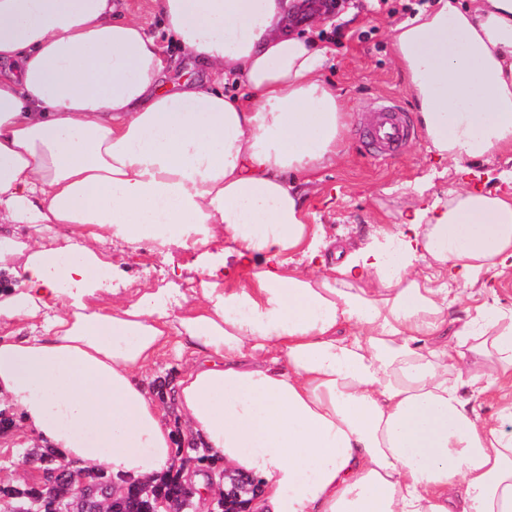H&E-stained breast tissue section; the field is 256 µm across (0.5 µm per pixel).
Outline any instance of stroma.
Returning <instances> with one entry per match:
<instances>
[{
  "label": "stroma",
  "mask_w": 512,
  "mask_h": 512,
  "mask_svg": "<svg viewBox=\"0 0 512 512\" xmlns=\"http://www.w3.org/2000/svg\"><path fill=\"white\" fill-rule=\"evenodd\" d=\"M341 6L325 18L311 35L330 45L332 53L324 69L329 84L346 104L350 113L349 132L343 162L325 166L312 185L308 201V221L317 225L324 256L333 247L357 248L366 243L378 226L400 232V217L417 199L446 198L457 188V178L446 161L428 153L422 134L415 136L403 150L390 159L370 157L365 152L363 133L370 124L368 106L380 97L398 99L407 113H414L413 96L391 51L393 28L418 14L431 10V0L412 5L407 10L388 14L375 0H340ZM124 9L140 19L164 47L167 67L175 77L202 79L203 74L192 59L172 43L153 11L152 0H124ZM356 34L355 39L336 42L330 32L337 24ZM466 167L484 177L488 190L512 186V154H495L466 160ZM112 264L117 279L135 284L156 282L170 271L182 280L196 274L195 256L176 250L171 261H163L148 245L131 250L112 244ZM494 301L512 309V272L494 280H482L466 286L461 303L453 305L449 317H466L468 310Z\"/></svg>",
  "instance_id": "obj_1"
}]
</instances>
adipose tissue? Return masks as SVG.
<instances>
[{
    "mask_svg": "<svg viewBox=\"0 0 512 512\" xmlns=\"http://www.w3.org/2000/svg\"><path fill=\"white\" fill-rule=\"evenodd\" d=\"M207 74L167 85L117 0H0V407L63 459L129 481L174 433L141 378L190 354L169 401L266 512H512V309L449 319L454 286L512 267V192L463 183L327 265L304 186L342 159L349 114L294 0H153ZM428 151L512 153V0H437L394 29ZM238 79V97L224 93ZM261 264L111 292L112 239ZM309 258L292 263L293 254ZM485 358L474 369L468 354Z\"/></svg>",
    "mask_w": 512,
    "mask_h": 512,
    "instance_id": "adipose-tissue-1",
    "label": "adipose tissue"
}]
</instances>
